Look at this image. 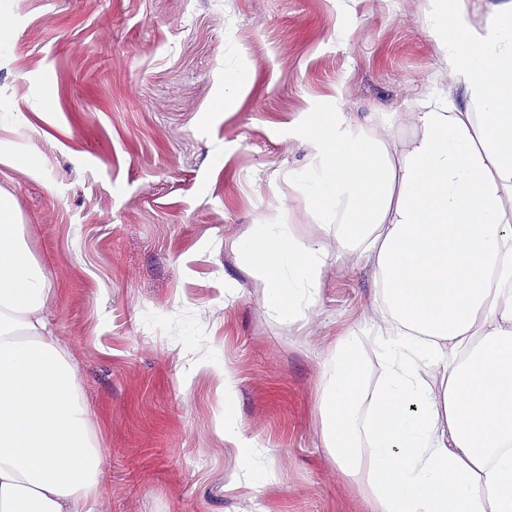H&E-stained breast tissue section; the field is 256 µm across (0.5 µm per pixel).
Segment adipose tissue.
I'll list each match as a JSON object with an SVG mask.
<instances>
[{"label":"adipose tissue","instance_id":"adipose-tissue-1","mask_svg":"<svg viewBox=\"0 0 512 512\" xmlns=\"http://www.w3.org/2000/svg\"><path fill=\"white\" fill-rule=\"evenodd\" d=\"M430 30L461 98L415 113L397 164L332 114L292 180L335 253L293 224L254 225L237 251L291 323L314 315L328 256L374 269L381 378L343 334L316 404L344 477L368 467L373 512H512V0L477 28L433 0ZM50 293L1 194L0 512H97L101 450Z\"/></svg>","mask_w":512,"mask_h":512}]
</instances>
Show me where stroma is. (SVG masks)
<instances>
[{"mask_svg":"<svg viewBox=\"0 0 512 512\" xmlns=\"http://www.w3.org/2000/svg\"><path fill=\"white\" fill-rule=\"evenodd\" d=\"M431 0H0V193L47 270L53 332L104 456L99 512H370L315 401L339 334L381 366L373 270L329 262L316 316L281 320L235 249L278 220L317 121L404 120L450 90ZM232 72L248 75L230 87ZM40 160L29 171L21 157ZM219 360L250 451L225 442ZM252 465H244L243 454Z\"/></svg>","mask_w":512,"mask_h":512,"instance_id":"obj_1","label":"stroma"}]
</instances>
